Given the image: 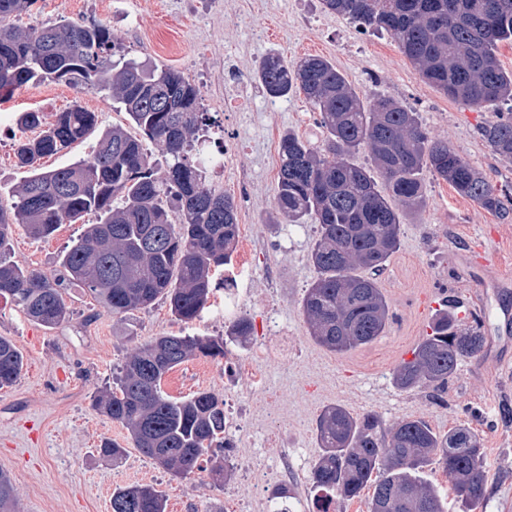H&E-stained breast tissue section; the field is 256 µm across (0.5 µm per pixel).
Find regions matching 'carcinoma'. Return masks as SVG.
I'll return each instance as SVG.
<instances>
[{
	"label": "carcinoma",
	"mask_w": 512,
	"mask_h": 512,
	"mask_svg": "<svg viewBox=\"0 0 512 512\" xmlns=\"http://www.w3.org/2000/svg\"><path fill=\"white\" fill-rule=\"evenodd\" d=\"M34 2L0 0V92L46 82L107 90L137 134L122 126L106 129L87 157L46 170L42 159L95 130V113L75 103L49 125L37 112L19 115L14 156L27 176L12 200L0 203V299L46 328L69 317L64 294L70 285L87 290L114 316L164 300L179 320H196L216 290L213 272L230 264L238 237L234 200L206 182L214 158L199 88L176 69L125 58L120 38L103 23L71 20L41 29L15 23ZM322 4L365 30L389 33L421 78L446 96L473 106L512 102V71L497 57L500 45L512 42V0ZM256 78L273 98L294 89L302 93L326 131L321 151L291 132L281 137L273 204L276 218L318 227L310 249L316 278L303 299L310 335L334 352L367 345L386 330L389 308L362 271L383 269L396 251L400 224L421 206L423 171L488 211L507 214L509 208L468 160L428 135L418 113L392 98L361 96L327 59L268 56ZM35 129L36 136L26 135ZM482 135L501 161L512 163V111L495 113ZM151 145L165 158L161 174ZM361 150L370 154L389 193L354 162ZM88 215L95 223L72 241L61 273L9 260L17 226L44 239ZM484 344L479 319L465 327L454 311L441 309L412 359L397 367L395 384L426 385L441 400L460 362ZM200 356H224V340L160 336L126 359L115 387L95 396L97 409L128 429L134 447L179 478L203 470L210 448L224 447V399L210 391L172 399L162 390L169 371ZM23 368L21 351L0 337V388L14 384ZM315 438L321 453L311 480L321 493L319 512H328L334 498L352 500L368 486L371 512H446L438 491L419 476L432 462L442 466L471 512L486 499L481 439L466 424L440 433L422 419L387 425L375 412L354 415L336 405L320 414ZM14 500L13 482L1 471L0 512H10ZM111 508L166 512V500L150 485H132L112 492Z\"/></svg>",
	"instance_id": "obj_1"
}]
</instances>
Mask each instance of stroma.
I'll return each instance as SVG.
<instances>
[{"label": "stroma", "mask_w": 512, "mask_h": 512, "mask_svg": "<svg viewBox=\"0 0 512 512\" xmlns=\"http://www.w3.org/2000/svg\"><path fill=\"white\" fill-rule=\"evenodd\" d=\"M63 20L99 21L123 41L129 58L182 71L200 88L206 112L233 131L231 142L209 137L224 165L208 169L207 182L237 205L240 237L259 246L242 294L252 324L249 336L230 341L223 357H197L165 375L163 391L174 399L198 391L223 397L229 449L222 480L203 471L176 479L133 447L127 429L94 405L97 391L139 346L159 336H224V292L216 290L201 317L184 323L164 301L115 317L83 288L65 293L69 320L48 329L31 322L14 304L0 301V336L22 352L18 380L0 389V471L16 489L17 512H111L115 488L149 484L163 491L166 512H265L255 498L261 476L289 461L288 512H317L310 486L320 454L316 421L328 406L352 413L374 411L385 423L420 418L446 432L467 422L484 448L488 494L476 512H512V426L498 420L512 402V215L487 211L459 195L441 178L421 176L424 204L401 226L399 245L375 276L394 315L384 336L335 353L310 335L302 311L315 280L310 248L313 224H270L280 166L279 140L294 131L322 149L326 132L302 94L268 97L253 81L259 63L277 54L288 61L312 55L330 60L365 97L387 95L418 112L431 136L447 141L512 200V164L499 161L481 135L494 107H475L446 96L421 79L385 32L362 31L327 12L321 0H36L20 17L25 27ZM246 83L247 116L224 109L230 70ZM81 104L96 113L98 129L128 126L129 117L108 92L64 84L30 85L0 98V197L8 198L25 172L13 143L19 113L57 112ZM64 224L47 239L16 228L11 258L48 274L59 272L66 246L84 232ZM278 268L277 280L267 277ZM459 301L457 316H479L486 345L462 361L448 381L445 403L430 389H402L394 373L430 332L442 300ZM288 332V350L262 332L267 316ZM126 450L119 462L103 458L100 444Z\"/></svg>", "instance_id": "1"}]
</instances>
